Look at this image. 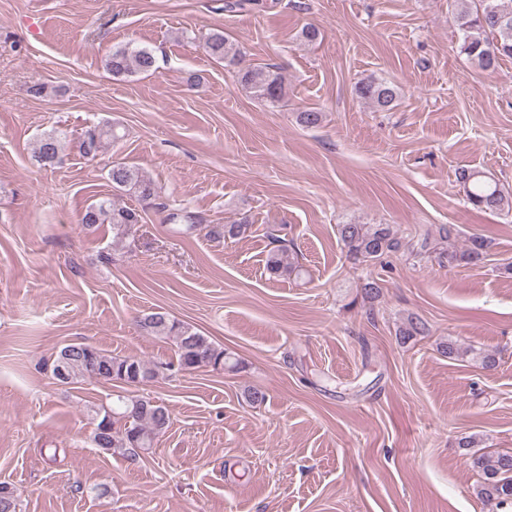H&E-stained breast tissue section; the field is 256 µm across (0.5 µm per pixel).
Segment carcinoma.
<instances>
[{
	"label": "carcinoma",
	"mask_w": 512,
	"mask_h": 512,
	"mask_svg": "<svg viewBox=\"0 0 512 512\" xmlns=\"http://www.w3.org/2000/svg\"><path fill=\"white\" fill-rule=\"evenodd\" d=\"M453 21L459 34V50L478 66L493 70L504 57L512 58V0H455ZM205 52L217 61L236 63L241 60L240 48L224 37V32L213 31L202 38ZM156 58L146 47H118L107 56L105 67L112 76L127 78L155 69ZM240 82L260 99L275 104L283 99L284 86L281 76L267 68L248 67L241 70ZM357 96L380 111H389L400 97L398 86L369 77L355 87ZM116 138L112 124L105 123L85 131L80 152L85 157H95L104 145ZM64 149L61 134L51 131L39 140L37 157L51 164L59 159ZM112 188L138 198L150 205L159 199L155 183L138 168L124 162H114L108 171ZM466 201L474 207L500 212L512 211V193L486 173L463 169L458 172ZM140 215L133 209L121 206L110 199L91 204L84 211L81 223L93 227L112 225L114 238L121 241L129 235L131 227L139 223ZM246 224H217L209 234L235 238L246 232ZM339 234L349 255L360 262L380 261L402 248V242L388 224H341ZM488 242L473 236L468 247L442 251L448 264L460 261L477 263L484 258ZM266 270L271 275L282 276L297 271L288 259L287 248L278 247L269 252ZM139 326L149 335L171 339L177 348V363L150 364L134 357H117L84 343H70L60 350L53 366L52 376L64 384L78 378H94L119 383L124 387H137L164 371H195L210 368L214 371L236 370L238 361L217 347L209 337L181 323L166 312H150L139 321ZM426 324L416 316H409L399 330L407 340L425 336ZM96 427L95 445L105 452H117L132 463L150 453L157 435L170 423L168 410L150 397L130 392L117 395L110 404L94 408ZM474 467L483 475L478 494L491 507V512H509L512 509V451L480 455L473 460ZM0 512H18L15 490L7 483H0Z\"/></svg>",
	"instance_id": "cac0c4a2"
}]
</instances>
